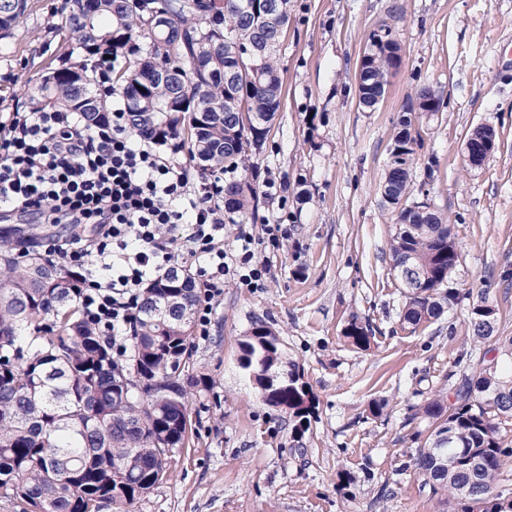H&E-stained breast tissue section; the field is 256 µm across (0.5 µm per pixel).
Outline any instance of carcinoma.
<instances>
[{
	"label": "carcinoma",
	"instance_id": "carcinoma-1",
	"mask_svg": "<svg viewBox=\"0 0 512 512\" xmlns=\"http://www.w3.org/2000/svg\"><path fill=\"white\" fill-rule=\"evenodd\" d=\"M52 26L72 34L89 55L125 50L114 81L125 91L126 118L137 137L174 140L202 173H224L230 221L258 205L245 172L280 112L284 83L278 63L291 0H65ZM28 0H0V39L28 12ZM146 40L140 47L137 39ZM400 64L390 32L373 34L359 63L360 107L374 111ZM80 63L55 68L29 95L37 107L83 113L86 128L105 114V100ZM430 89L417 90L401 115L381 184L395 212L391 270L405 287L402 323L417 329L440 319L468 294L452 279L460 252L445 214L414 202L411 166L421 139L419 119L439 111ZM79 275L37 250L0 248V502L30 512H131L165 477L169 459L189 443L192 420L183 378L193 348L201 292L187 269L142 289L125 351L83 315ZM498 309L470 305L468 329L493 343L496 364L478 356L461 379L455 403L436 395L422 408L433 429L415 458L424 485L462 512H512V492L497 483L501 457L512 454V336L499 334ZM344 337L371 346L372 333L352 319ZM243 354L272 371L300 374L263 323L241 343ZM157 381L142 394L137 380ZM275 405L295 432L308 429L315 398L307 384L280 385ZM450 433L454 443L440 447ZM482 499L473 509L463 497Z\"/></svg>",
	"mask_w": 512,
	"mask_h": 512
}]
</instances>
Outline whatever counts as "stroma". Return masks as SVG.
Listing matches in <instances>:
<instances>
[{"instance_id": "35a3bbf8", "label": "stroma", "mask_w": 512, "mask_h": 512, "mask_svg": "<svg viewBox=\"0 0 512 512\" xmlns=\"http://www.w3.org/2000/svg\"><path fill=\"white\" fill-rule=\"evenodd\" d=\"M64 0H30L13 35L0 39V113L24 112L64 57L87 56L49 25ZM281 65L285 93L255 161L256 211L227 225L224 247L259 243L258 287L226 278L210 332L196 336L189 374L192 434L164 480L134 512H442L413 461L429 434L423 405L453 395L474 367L468 303L428 326L402 325L403 290L390 264L394 216L380 185L399 118L416 89L442 101L424 118L411 168L413 198L448 218L460 258L453 274L472 299L487 297L512 336V0H292ZM387 29L402 64L384 101L358 107L354 74L373 32ZM497 134L482 167L464 161L469 134ZM285 186L271 195L264 180ZM288 236L267 241L266 225ZM85 228L22 211L0 218V243L45 248ZM369 324L370 349L343 335ZM281 339L316 397L309 430L295 435L284 411L264 403L238 366L256 323ZM384 402L371 415V402ZM352 473L353 484L342 482Z\"/></svg>"}]
</instances>
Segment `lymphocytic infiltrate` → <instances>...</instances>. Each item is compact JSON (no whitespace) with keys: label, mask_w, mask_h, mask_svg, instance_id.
Returning a JSON list of instances; mask_svg holds the SVG:
<instances>
[{"label":"lymphocytic infiltrate","mask_w":512,"mask_h":512,"mask_svg":"<svg viewBox=\"0 0 512 512\" xmlns=\"http://www.w3.org/2000/svg\"><path fill=\"white\" fill-rule=\"evenodd\" d=\"M223 192L220 177L191 183L162 141L136 140L119 108L92 130L80 113L63 109L0 119V205L22 211L47 205L72 223L91 225L90 236L53 239L49 251L65 269H81L84 312L106 328L116 349L125 345L146 283L186 262H193L208 300L196 314L203 331L225 277L246 286L260 280L252 238H240L234 253L224 248L217 202Z\"/></svg>","instance_id":"lymphocytic-infiltrate-1"}]
</instances>
